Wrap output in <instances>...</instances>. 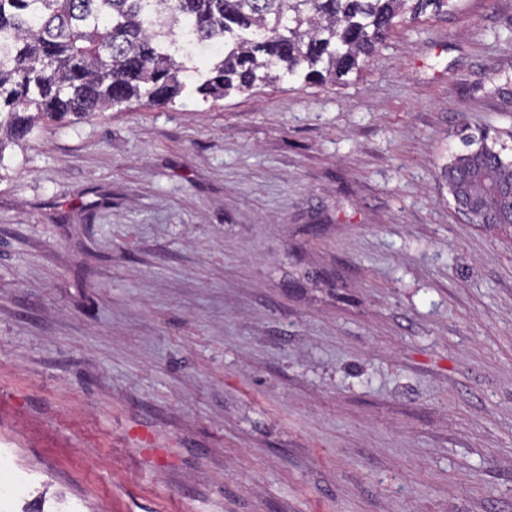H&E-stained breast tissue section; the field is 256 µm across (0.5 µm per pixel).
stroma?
Segmentation results:
<instances>
[{
	"label": "stroma",
	"mask_w": 512,
	"mask_h": 512,
	"mask_svg": "<svg viewBox=\"0 0 512 512\" xmlns=\"http://www.w3.org/2000/svg\"><path fill=\"white\" fill-rule=\"evenodd\" d=\"M512 0L336 83L53 123L0 175V512H512ZM489 135L484 136V145L473 151H463L452 154L447 164L448 194L454 201L457 211L465 216H471L472 220L480 224L491 226L512 227V214L508 224L499 222L498 202L503 190L508 189L512 198V160L505 162L493 148L496 143L491 139L492 145H488ZM497 154L502 166L498 176L493 182L487 183L488 171L484 160L488 155ZM464 168L465 174L457 170Z\"/></svg>",
	"instance_id": "1"
}]
</instances>
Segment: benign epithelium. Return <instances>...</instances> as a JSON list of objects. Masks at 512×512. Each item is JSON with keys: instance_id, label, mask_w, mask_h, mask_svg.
Returning a JSON list of instances; mask_svg holds the SVG:
<instances>
[{"instance_id": "7a95c632", "label": "benign epithelium", "mask_w": 512, "mask_h": 512, "mask_svg": "<svg viewBox=\"0 0 512 512\" xmlns=\"http://www.w3.org/2000/svg\"><path fill=\"white\" fill-rule=\"evenodd\" d=\"M493 153V146L485 144L473 151L451 155L448 162V194L461 215L469 216L481 224L498 226L501 193L507 189L512 194V160L501 162L502 169L494 181L489 183L484 160ZM461 168L467 171L463 181L457 179V170Z\"/></svg>"}]
</instances>
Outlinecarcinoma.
<instances>
[{
    "label": "carcinoma",
    "instance_id": "carcinoma-1",
    "mask_svg": "<svg viewBox=\"0 0 512 512\" xmlns=\"http://www.w3.org/2000/svg\"><path fill=\"white\" fill-rule=\"evenodd\" d=\"M460 0H0V170L42 124L133 100H202L273 83L341 78L398 26ZM189 29L207 71L174 50Z\"/></svg>",
    "mask_w": 512,
    "mask_h": 512
}]
</instances>
